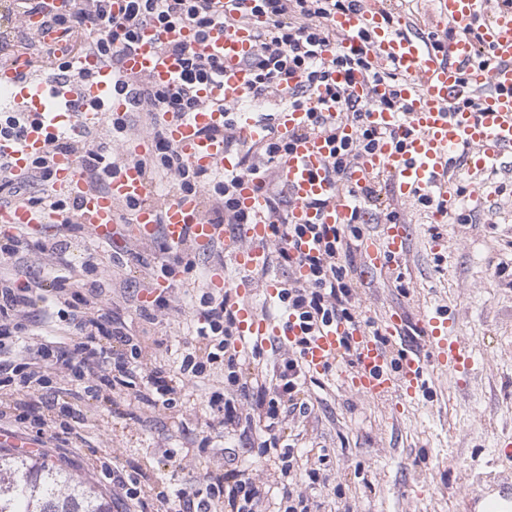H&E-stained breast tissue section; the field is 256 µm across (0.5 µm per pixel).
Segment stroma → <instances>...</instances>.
I'll list each match as a JSON object with an SVG mask.
<instances>
[{"mask_svg":"<svg viewBox=\"0 0 512 512\" xmlns=\"http://www.w3.org/2000/svg\"><path fill=\"white\" fill-rule=\"evenodd\" d=\"M484 180L491 199L475 213L452 211L444 224L413 221V207L402 205L389 183L382 186L379 205L365 210V233H376L394 208L413 225L400 276L358 268L356 304L363 315L378 321L389 309L402 308L409 343L422 347L426 338L417 328L419 320L432 306H445L477 368L467 376L431 370L428 400L398 417L392 402L364 399L335 376L308 377L302 396L314 410L305 418L286 416L279 436L301 449L325 450L326 483L305 482L301 489L323 501L327 512H482L479 494L512 487V452L505 450L512 437V176L500 168ZM437 236L447 237V254L429 249ZM161 245L158 239L127 243L120 238L107 244L89 235L73 240L62 260L78 274L86 250L103 256L112 285L102 298L124 318L147 361L172 372L177 349L196 339L188 306L202 290L193 276L178 275L168 293L166 320L143 319L137 309L140 290L160 275ZM224 389V371L215 368L212 381L186 390L176 408L143 411L137 422L126 416L127 393L115 394L109 403L57 390L55 398L63 405L57 421L75 414L83 441L77 448L45 446L38 453L93 478L107 493L112 486L95 463L109 460L114 447L124 451L120 465L138 468L146 483L160 490L217 469L260 466L251 434L220 426L209 407L212 393ZM104 432L111 434V443L101 441ZM162 448L190 449L198 459L196 470L179 471L175 462L159 456Z\"/></svg>","mask_w":512,"mask_h":512,"instance_id":"1","label":"stroma"}]
</instances>
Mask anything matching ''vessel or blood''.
<instances>
[{"label":"vessel or blood","mask_w":512,"mask_h":512,"mask_svg":"<svg viewBox=\"0 0 512 512\" xmlns=\"http://www.w3.org/2000/svg\"><path fill=\"white\" fill-rule=\"evenodd\" d=\"M436 13L435 30L429 36L413 31L403 14L389 13L380 0H361L355 10L336 13L331 25L339 37L337 50L363 54L379 74L375 80L358 72L336 76L347 96L371 102L364 119L382 134L377 150L359 156L350 166L347 182L360 187L375 175H389L404 202L434 200V207L425 212L426 220L443 224L461 187H468L472 201L481 202L480 174L512 156V6L499 0H436ZM264 22L258 14L252 24L216 34L211 49L224 58V78L203 85L200 94L236 105L234 119L246 139L258 140L273 131L291 141L290 151L279 163L290 197V223H349L355 199L337 192L326 179L328 137L309 129V113L315 110L326 124L335 125L337 135L353 137L354 126L337 121L338 104L316 88L308 105L279 109L268 120L261 113L239 108L253 82L246 60L254 50L255 30ZM22 25L41 34L45 43L57 45V35L48 28L43 13L23 15ZM471 27L477 28L479 40L468 36ZM157 37L153 27H145L139 47L126 55L124 68L153 84L171 86L179 78L180 60L158 55L154 50ZM80 67L95 71L97 80L84 86V101L79 104L59 100L44 84L21 79V64L0 65V108H18L37 116L20 143L0 141V153L10 157L15 171L27 169L50 140L77 136L95 126L98 115L86 110L85 101L105 99L116 111L124 110L123 99L112 94L109 70L98 67L92 58L81 59ZM392 71L401 75V82L385 80V73ZM394 96L405 104V111L380 108V101ZM224 120L221 111L195 112L170 125L169 138L194 167L231 170L235 162L223 141L203 134L204 129L223 126ZM54 188L77 202L83 224L101 241H111L113 235L124 232L140 241L162 238L173 249L188 244L207 250L223 244L225 254L245 276L228 286L218 268L209 285L242 298L236 309L241 339L263 348L293 345L301 335L295 316L272 321L249 302L255 288L247 274L267 265V245L274 234L266 219V198L252 177H241L238 187L239 205L251 214L252 221L230 231L212 223L194 197L169 199L164 220H157L153 207L143 202L147 184L134 167L112 178L106 191L96 192L80 173L76 157L60 153L55 157ZM318 199L325 200V207L314 208ZM134 200L139 203L136 210L120 212V203ZM61 220L59 213L49 210L0 207V224L13 229L43 232ZM410 229L408 221L400 220L382 225L378 234H361L359 248L366 267L375 273L392 271L409 252ZM422 324L428 340L424 351L405 344L407 324L396 310L385 314L375 330L362 321L332 322L311 337L301 359L309 374L337 373L342 384L360 397L391 399L396 410H406L426 396L431 364L466 374L475 363L446 310H429ZM347 347L352 350L353 363L338 368V357Z\"/></svg>","instance_id":"vessel-or-blood-1"}]
</instances>
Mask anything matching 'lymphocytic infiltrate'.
Instances as JSON below:
<instances>
[{"label": "lymphocytic infiltrate", "mask_w": 512, "mask_h": 512, "mask_svg": "<svg viewBox=\"0 0 512 512\" xmlns=\"http://www.w3.org/2000/svg\"><path fill=\"white\" fill-rule=\"evenodd\" d=\"M359 2L254 0L251 12L233 13L219 10L215 0H124L117 12L112 9L113 0H77L73 10L49 16L51 29L59 31L65 43V53L50 54L46 64L47 85L54 88L75 84L74 68L81 58L92 55L110 70L128 103L119 117L113 116L108 108H101L107 126L105 133L93 129L79 141L55 139L24 171H14L10 159L0 155V205L58 212L63 217L65 233L64 238L33 245L11 236L0 245V387L14 389L12 399H0V421H8L21 434H32L39 440L46 438L66 447L80 440V432L67 423L56 425L54 402H46L37 409L30 401L31 396L76 385L83 394L99 398L105 390L119 385L133 387L140 377L147 384L136 390L137 404L158 411L170 410L177 405L178 390L197 384L208 366L217 362L227 367L228 381L240 387L239 393L225 399L218 410L225 422L261 434L257 444L260 455H267L270 445L276 442L273 430L281 409L306 410V403L298 399L307 378L299 357L300 347H292L288 357L272 369L254 364L249 383H241L235 347L236 316L227 294L202 293L198 312L203 325L181 361L178 376L174 377L163 367L147 363L118 314L83 298L70 303L74 283L69 273L56 275L50 288L55 299L68 303L60 315L73 337L70 349H62L53 342L30 346L34 325L31 308L36 298L33 288L16 286L17 271L11 261L33 247L47 261L59 262L69 239L78 238L83 232L75 205L53 190L57 153L76 154L92 190H106L111 178L132 165L143 171L151 189L146 199L157 210H164L165 202L155 197L152 189L165 185L173 194L199 198L212 223L230 226L250 221L236 200L238 176L243 173L256 178L258 190L267 197L271 222L282 227L281 235L272 242L270 256L284 263L300 261L309 268L306 281L291 279L283 283L279 303L310 332L336 318L359 320L353 274L361 229L353 224L340 228L289 223L288 191L278 176V164L287 154L289 142L278 137L248 142L242 139L234 121H225L223 127L211 129L210 134L223 139L225 148L240 151V168L234 173L216 168L195 169L167 136L168 124L189 113L223 109L221 100H207L197 94L200 85L224 77V63L210 52V40L214 32L246 24L251 14H261L266 18L265 25L257 32L255 51L247 60L254 72L248 99L267 103L283 97L288 105L299 106L304 103L307 90L324 86L332 98L340 100L343 120L354 123L356 128L355 137L333 147L325 175L338 192L354 191L345 179L346 172L360 155L377 148L380 137L374 128L361 123V105L341 96L335 72H363L368 65L362 58L337 51L336 34L329 20L336 12L356 9ZM146 25L155 27L160 34L156 45L160 54L179 56L183 72L176 85H155L123 71V57L137 47L139 31ZM185 27L193 30V43L179 39L178 34ZM136 135L149 139L152 149L144 154L130 150L128 142ZM380 183L376 176L355 191L364 200L374 201ZM306 237L315 242V250L296 254V246ZM111 368L117 370V377L108 376ZM324 459L323 453H316L315 468L304 469L301 455L288 444L274 461V473L249 468L209 472L201 484L184 485L172 493L153 492L134 471L122 467L107 468L106 473L133 512H215L220 505L226 512H269L268 496L276 482L281 485L277 512H320V503L300 493L298 486L305 477L319 481L317 466Z\"/></svg>", "instance_id": "1"}]
</instances>
